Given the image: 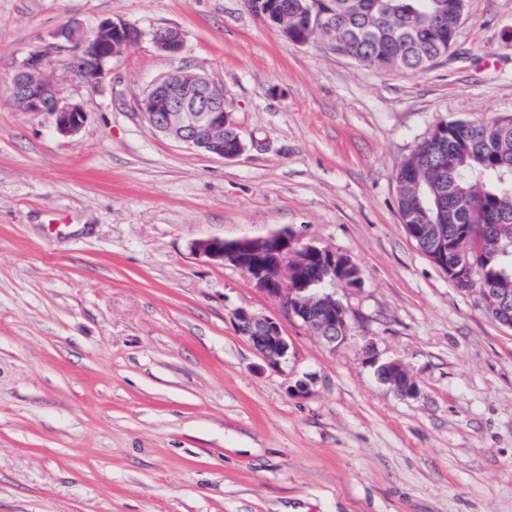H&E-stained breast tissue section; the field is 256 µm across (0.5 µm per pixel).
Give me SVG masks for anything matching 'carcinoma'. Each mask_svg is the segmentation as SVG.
<instances>
[{
	"label": "carcinoma",
	"instance_id": "carcinoma-1",
	"mask_svg": "<svg viewBox=\"0 0 512 512\" xmlns=\"http://www.w3.org/2000/svg\"><path fill=\"white\" fill-rule=\"evenodd\" d=\"M466 0H288L268 23L288 41H323L376 70L422 73L448 55L449 20ZM443 144L422 140L398 166L397 207L403 224H431L444 201L448 256L478 224L498 225L499 249L485 259V282L512 288V126L498 119L448 125Z\"/></svg>",
	"mask_w": 512,
	"mask_h": 512
}]
</instances>
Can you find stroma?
Wrapping results in <instances>:
<instances>
[{"instance_id": "stroma-1", "label": "stroma", "mask_w": 512, "mask_h": 512, "mask_svg": "<svg viewBox=\"0 0 512 512\" xmlns=\"http://www.w3.org/2000/svg\"><path fill=\"white\" fill-rule=\"evenodd\" d=\"M144 37L63 137L10 82L70 20ZM179 28L159 55L151 32ZM512 0H467L457 53L413 74L296 47L245 0H0V512H512V329L409 240L395 172L438 123L512 118ZM179 67L224 88L233 160L155 132L137 101ZM348 255L352 336L284 320L265 363L234 313L281 318L196 241L282 230ZM404 363L400 398L362 353ZM150 36L156 50L165 57L175 58L184 50V34L178 28L158 27Z\"/></svg>"}]
</instances>
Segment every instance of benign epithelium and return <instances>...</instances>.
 Wrapping results in <instances>:
<instances>
[{
  "mask_svg": "<svg viewBox=\"0 0 512 512\" xmlns=\"http://www.w3.org/2000/svg\"><path fill=\"white\" fill-rule=\"evenodd\" d=\"M142 38V30L121 17L106 18L90 32L72 21L53 33L54 46L72 52V79L90 87L106 77L112 59ZM151 41L168 58L184 50V34L175 27L154 29ZM10 90L12 100L23 110L50 113L55 131L62 136L77 134L85 123L84 107L61 97L49 48L28 55L12 77ZM138 108L156 132L191 150L231 160L246 149L236 131L231 135L232 144H225L224 127L230 113L224 109V89L200 73L186 69L166 73L150 84L138 100ZM405 232L415 243L426 238L430 262L461 290L475 293L481 309L496 322L512 329V289L477 286V265L466 258L448 264V233L443 225L408 224ZM193 248L217 263L245 272L256 288L279 304L285 317L311 329L326 343L340 344L350 338L347 309L336 299L337 286L357 288L361 284L358 267L348 256L305 242L288 230L260 239H204ZM234 319L238 331L266 363L277 365L287 359L290 344L280 320L243 308L235 311ZM363 354L376 367L378 378L398 395L417 396L416 382L408 370L396 360L379 361L372 340H365Z\"/></svg>",
  "mask_w": 512,
  "mask_h": 512,
  "instance_id": "7a95c632",
  "label": "benign epithelium"
}]
</instances>
